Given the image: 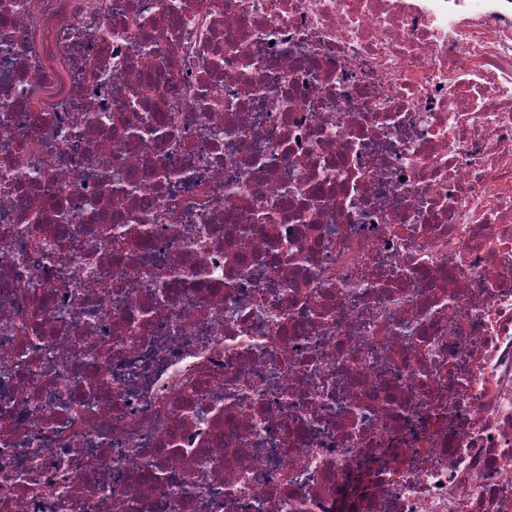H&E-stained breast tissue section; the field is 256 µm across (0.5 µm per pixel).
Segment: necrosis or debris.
<instances>
[{
  "mask_svg": "<svg viewBox=\"0 0 512 512\" xmlns=\"http://www.w3.org/2000/svg\"><path fill=\"white\" fill-rule=\"evenodd\" d=\"M5 14L7 512H512V0Z\"/></svg>",
  "mask_w": 512,
  "mask_h": 512,
  "instance_id": "1",
  "label": "necrosis or debris"
}]
</instances>
